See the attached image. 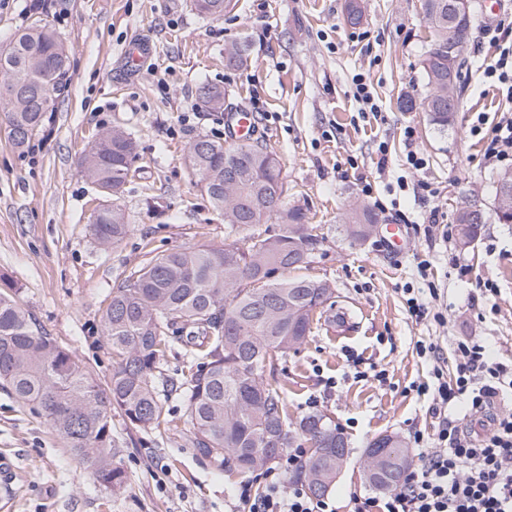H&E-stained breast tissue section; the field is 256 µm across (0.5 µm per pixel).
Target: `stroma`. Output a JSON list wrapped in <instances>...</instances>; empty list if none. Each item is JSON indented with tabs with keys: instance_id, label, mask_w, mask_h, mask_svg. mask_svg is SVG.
<instances>
[{
	"instance_id": "stroma-1",
	"label": "stroma",
	"mask_w": 512,
	"mask_h": 512,
	"mask_svg": "<svg viewBox=\"0 0 512 512\" xmlns=\"http://www.w3.org/2000/svg\"><path fill=\"white\" fill-rule=\"evenodd\" d=\"M477 11L465 50L469 70L448 128L422 110L401 109L402 95L427 93L421 59L430 30L421 0H359V24L347 0H232L220 18L198 14L193 0H0V45L40 19L65 40V88L41 131L21 149L7 137L0 105V275L13 281L21 307L70 349L99 384L112 373L102 313L113 287L136 266L164 253L224 242V217L192 177L186 160L197 136L232 145L231 110L255 115V136L277 154L284 205L303 209L317 245L299 277L329 281L333 313L345 323L315 324L280 364L276 381L290 418L320 411L349 444L348 460L327 497L352 512L353 497L374 491L364 479V450L381 434L412 445L442 421L432 398L418 394L434 364L456 375L458 342L477 340L492 357L512 361V224L489 218L468 248L457 243L456 212L480 194L494 208L500 171L485 156L497 123L512 118V96L485 78L503 48L497 25L512 27V0L497 13ZM149 41L151 60L130 73L129 41ZM248 42L246 69L228 68L224 50ZM364 75L379 107L361 111L353 97ZM208 83L224 89L230 110L197 97ZM121 127L138 144L121 198L129 231L110 249L97 245L92 215L102 202L78 161L97 133ZM422 168L406 162L408 151ZM361 201L382 222L365 242L345 233L341 215ZM404 227V250L388 252L385 225ZM428 260L426 273L418 264ZM491 282L495 294L482 290ZM438 290L429 317H412L405 288ZM435 342L440 362L420 357L417 341ZM171 426L133 429L118 412L110 423L115 460L126 474L106 489L91 466L67 448L45 417L0 389V453L17 478L0 512H248L242 486L304 484L297 469L230 472L198 454L179 401Z\"/></svg>"
}]
</instances>
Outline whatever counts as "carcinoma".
<instances>
[{
    "label": "carcinoma",
    "instance_id": "obj_1",
    "mask_svg": "<svg viewBox=\"0 0 512 512\" xmlns=\"http://www.w3.org/2000/svg\"><path fill=\"white\" fill-rule=\"evenodd\" d=\"M451 0H422L432 43L421 61L428 88L422 107L430 121L450 125L459 101L462 65L448 74V55L435 51L448 44V31L466 43L473 17L455 20ZM231 0H194L197 12L221 17ZM0 82L14 89L6 100L9 140L24 147L42 127L64 86L69 54L62 38L37 20L18 30L0 46ZM248 63V45L234 44L226 64ZM208 106L224 108V90L210 84L198 87ZM131 134L106 129L81 159L82 173L97 187L112 189V206L100 210L94 235L107 249L121 241L129 224L117 204L136 157ZM187 162L197 185L213 207L224 214V244L200 245L163 254L134 269L112 289L102 314L103 333L112 348V374L103 388L82 361L55 338L43 332L18 303L14 285L0 277V382L15 400L43 414L66 446L94 468L97 481L119 490L125 473L114 462L115 447L107 410H119L132 427L157 429L171 422L166 402L183 403L181 419L190 427L198 453L227 470L248 473L271 469V453L283 455L296 439L325 448L337 425L312 411L296 426L280 389L266 374L297 349L312 325L322 319L333 289L323 280H279L277 273L309 262L316 238L298 207L280 212L283 228H262L270 215L272 190L285 193L279 163L268 149L251 140L230 146L206 136L193 140ZM458 242L466 247L481 234L483 224L457 214ZM377 215L357 205L344 216L347 235L364 241ZM189 330L181 341L188 373L164 376L160 365L170 338ZM392 452L402 460L399 475L409 465L403 441L391 435ZM307 486L312 478L336 480V458L309 454L304 466Z\"/></svg>",
    "mask_w": 512,
    "mask_h": 512
}]
</instances>
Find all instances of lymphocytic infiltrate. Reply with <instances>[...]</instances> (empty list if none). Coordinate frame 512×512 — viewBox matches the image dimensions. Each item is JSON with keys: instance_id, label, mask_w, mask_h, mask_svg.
<instances>
[{"instance_id": "obj_1", "label": "lymphocytic infiltrate", "mask_w": 512, "mask_h": 512, "mask_svg": "<svg viewBox=\"0 0 512 512\" xmlns=\"http://www.w3.org/2000/svg\"><path fill=\"white\" fill-rule=\"evenodd\" d=\"M454 381L433 385L438 413H447L458 399L470 410H486L503 389L512 390V366L492 360L483 343L457 347ZM418 464L393 493L357 501L354 512H512V418H495L479 441L458 424L443 421L435 437L415 435ZM251 512H334L299 485L283 490L270 482L254 499Z\"/></svg>"}]
</instances>
